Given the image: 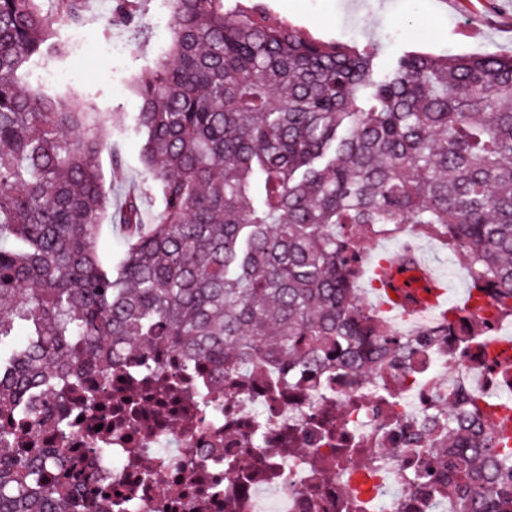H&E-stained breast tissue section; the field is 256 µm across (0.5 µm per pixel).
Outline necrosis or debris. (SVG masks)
I'll return each instance as SVG.
<instances>
[{
	"label": "necrosis or debris",
	"mask_w": 512,
	"mask_h": 512,
	"mask_svg": "<svg viewBox=\"0 0 512 512\" xmlns=\"http://www.w3.org/2000/svg\"><path fill=\"white\" fill-rule=\"evenodd\" d=\"M136 360L152 365L159 379L178 377L180 400H194L196 411L185 422L180 401L157 388L143 397L135 421L121 426L74 410L72 447H84L93 432L110 450L89 460L93 493L119 495L130 512H228L230 499L241 512H341L344 498L354 493L366 502L365 512H453L432 487L409 488V468L426 454L411 446L393 448L384 430L388 418L420 416L447 392L436 379L448 363L447 349L426 353L413 373H332L314 384L297 371L267 379L232 373L217 390L206 369L183 373L173 350H146ZM325 405L339 410L328 438L311 423ZM288 431L299 452H284ZM133 448L160 470L159 479L144 480L127 465ZM230 460L236 464L232 472L225 467Z\"/></svg>",
	"instance_id": "necrosis-or-debris-1"
}]
</instances>
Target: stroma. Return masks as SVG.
<instances>
[{
	"label": "stroma",
	"instance_id": "1",
	"mask_svg": "<svg viewBox=\"0 0 512 512\" xmlns=\"http://www.w3.org/2000/svg\"><path fill=\"white\" fill-rule=\"evenodd\" d=\"M270 19L286 20L326 41L376 43L377 65L386 70L405 51L430 54L512 55V0H263ZM113 0H91L86 21L73 27L55 21L56 39L68 52L55 60L60 91L73 94L102 114L108 146L125 159L112 169L108 156L100 163L114 197L143 181L140 147L134 134L139 101L132 82L142 68L166 50L171 12L166 0H147L137 28L110 26ZM440 278L448 279L449 305H458L460 279L449 276L455 261L436 240H413Z\"/></svg>",
	"mask_w": 512,
	"mask_h": 512
}]
</instances>
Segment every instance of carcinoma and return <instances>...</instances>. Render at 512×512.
I'll list each match as a JSON object with an SVG mask.
<instances>
[{
	"instance_id": "1",
	"label": "carcinoma",
	"mask_w": 512,
	"mask_h": 512,
	"mask_svg": "<svg viewBox=\"0 0 512 512\" xmlns=\"http://www.w3.org/2000/svg\"><path fill=\"white\" fill-rule=\"evenodd\" d=\"M0 0V420L70 438L73 399L111 403L102 379L172 347L186 370L274 376L296 368L373 375L448 348L458 362L492 291L512 318V55L408 51L377 74L375 47L324 41L237 0H168V48L140 72L136 134L145 186L120 206L125 249L100 250L112 187L97 113L44 93L33 65L64 53L52 17L85 22L88 0ZM137 23L141 0H115ZM160 201L145 222L143 199ZM408 224L448 244L480 295L393 336L362 300V238ZM461 382L405 439L455 512H512V427ZM0 426V512H68L71 457L16 450Z\"/></svg>"
}]
</instances>
